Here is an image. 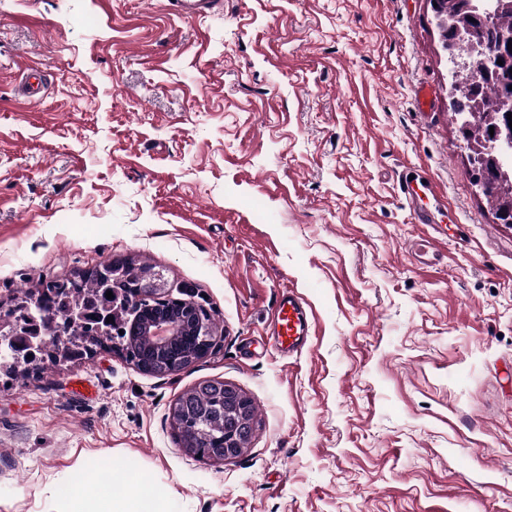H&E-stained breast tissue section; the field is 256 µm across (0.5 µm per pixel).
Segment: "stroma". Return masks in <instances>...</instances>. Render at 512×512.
Masks as SVG:
<instances>
[{"label":"stroma","instance_id":"stroma-1","mask_svg":"<svg viewBox=\"0 0 512 512\" xmlns=\"http://www.w3.org/2000/svg\"><path fill=\"white\" fill-rule=\"evenodd\" d=\"M450 83L430 0H0V309L132 259L218 341L163 377L109 348L0 375V512H66L105 455L177 512H512V224L472 184ZM406 167L465 241L414 256ZM289 287L314 319L294 355L271 336ZM205 380L256 408L236 458L171 424ZM170 9L183 17H201L207 15L220 0H169Z\"/></svg>","mask_w":512,"mask_h":512}]
</instances>
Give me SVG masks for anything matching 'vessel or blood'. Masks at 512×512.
<instances>
[{"label":"vessel or blood","instance_id":"obj_1","mask_svg":"<svg viewBox=\"0 0 512 512\" xmlns=\"http://www.w3.org/2000/svg\"><path fill=\"white\" fill-rule=\"evenodd\" d=\"M221 0H169L172 11L184 17H201L207 15ZM399 191L408 204L414 223L426 226L433 233L432 238H425L417 243L419 252H427L433 238L447 235V227L440 216L447 209V201L430 176L421 167L404 169L398 177ZM273 334L280 350L288 353L302 351L312 333L313 320L305 299L295 290L282 291L275 306Z\"/></svg>","mask_w":512,"mask_h":512}]
</instances>
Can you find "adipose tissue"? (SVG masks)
<instances>
[{
	"label": "adipose tissue",
	"mask_w": 512,
	"mask_h": 512,
	"mask_svg": "<svg viewBox=\"0 0 512 512\" xmlns=\"http://www.w3.org/2000/svg\"><path fill=\"white\" fill-rule=\"evenodd\" d=\"M111 469V458H102L99 473L82 475L77 482L64 487L66 512H174L173 506L158 500L151 484L142 477H129L126 495L115 500L111 486L99 477L100 472Z\"/></svg>",
	"instance_id": "obj_1"
}]
</instances>
